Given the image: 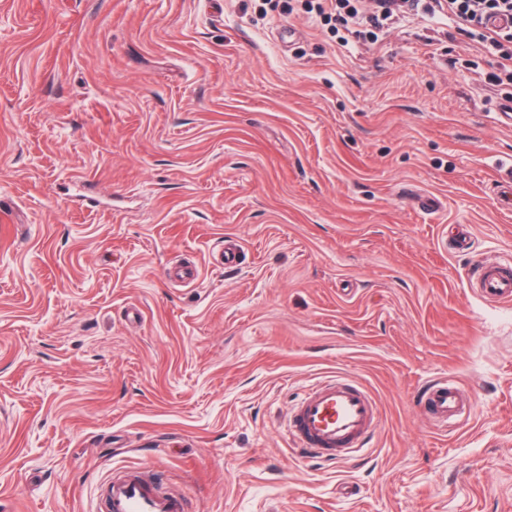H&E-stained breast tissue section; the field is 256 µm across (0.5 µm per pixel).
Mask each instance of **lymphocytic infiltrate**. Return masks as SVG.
<instances>
[{
	"instance_id": "f902f5d3",
	"label": "lymphocytic infiltrate",
	"mask_w": 512,
	"mask_h": 512,
	"mask_svg": "<svg viewBox=\"0 0 512 512\" xmlns=\"http://www.w3.org/2000/svg\"><path fill=\"white\" fill-rule=\"evenodd\" d=\"M364 0H300L305 12L314 16L341 43L349 40L377 41V29L394 23L404 14L422 10L433 17L447 12L470 40L491 48L499 58L490 82L512 80V0H371L372 13H364Z\"/></svg>"
}]
</instances>
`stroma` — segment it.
I'll return each mask as SVG.
<instances>
[{"instance_id":"1","label":"stroma","mask_w":512,"mask_h":512,"mask_svg":"<svg viewBox=\"0 0 512 512\" xmlns=\"http://www.w3.org/2000/svg\"><path fill=\"white\" fill-rule=\"evenodd\" d=\"M259 5L0 0V512L142 463L192 512H512V309L468 278L512 259V83L448 19L343 47ZM332 375L381 410L353 462L288 437ZM417 405L425 419L443 428L450 427L466 411L462 390L448 376L425 385L417 395Z\"/></svg>"}]
</instances>
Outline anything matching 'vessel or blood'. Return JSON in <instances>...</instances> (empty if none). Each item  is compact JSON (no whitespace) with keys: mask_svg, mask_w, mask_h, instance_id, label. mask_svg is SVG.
I'll list each match as a JSON object with an SVG mask.
<instances>
[{"mask_svg":"<svg viewBox=\"0 0 512 512\" xmlns=\"http://www.w3.org/2000/svg\"><path fill=\"white\" fill-rule=\"evenodd\" d=\"M477 292L487 301L512 304V262H482L471 273ZM422 416L447 428L466 411L458 383L441 377L417 395ZM379 426V408L357 381L331 377L312 385L292 408L288 435L307 458L338 462L364 449ZM102 512H188L182 491L154 483L142 468L113 471L98 489Z\"/></svg>","mask_w":512,"mask_h":512,"instance_id":"vessel-or-blood-1","label":"vessel or blood"}]
</instances>
